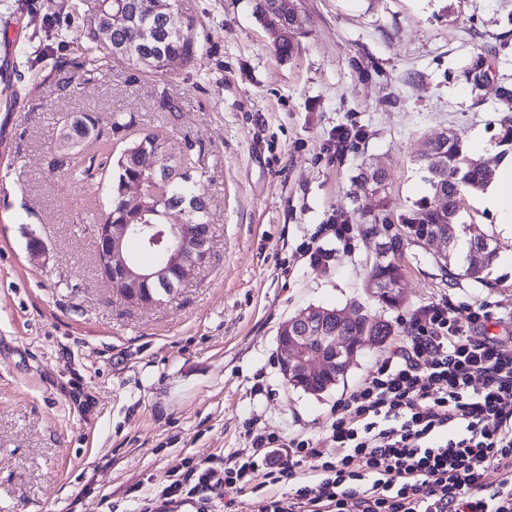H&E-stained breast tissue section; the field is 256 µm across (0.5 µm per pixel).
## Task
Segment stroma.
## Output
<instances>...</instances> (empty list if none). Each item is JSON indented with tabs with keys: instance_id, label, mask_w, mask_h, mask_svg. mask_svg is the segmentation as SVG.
Listing matches in <instances>:
<instances>
[{
	"instance_id": "stroma-1",
	"label": "stroma",
	"mask_w": 512,
	"mask_h": 512,
	"mask_svg": "<svg viewBox=\"0 0 512 512\" xmlns=\"http://www.w3.org/2000/svg\"><path fill=\"white\" fill-rule=\"evenodd\" d=\"M257 2L178 0V19L208 37L194 63L161 76L113 62L83 85L72 43L92 0H0V512H196L162 490L245 447L252 419L283 438L321 434L380 351L362 349L321 397L290 388L277 331L307 306L357 302L394 324L444 297L512 314L511 264L493 263L486 283L452 281L411 241L396 255L403 304L364 288L367 221L398 222L431 195L425 141L449 132L496 163L512 115L498 96L512 84V0H295L303 33L289 59ZM80 112L133 119L103 127L87 157L147 131L194 143L210 258L152 306L127 304L96 270L100 185L52 165L59 115ZM341 126L364 136L334 157ZM367 167L385 173L381 194ZM331 221L354 226V249L327 235ZM310 241L328 262L303 255ZM292 488L227 484L208 510L256 512Z\"/></svg>"
}]
</instances>
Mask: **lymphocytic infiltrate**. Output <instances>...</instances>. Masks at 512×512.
I'll use <instances>...</instances> for the list:
<instances>
[{"label": "lymphocytic infiltrate", "instance_id": "obj_1", "mask_svg": "<svg viewBox=\"0 0 512 512\" xmlns=\"http://www.w3.org/2000/svg\"><path fill=\"white\" fill-rule=\"evenodd\" d=\"M491 316L483 301L415 310L321 435L250 429L248 447L188 468L164 497L254 493L302 467L310 481L258 512H512V336L484 335Z\"/></svg>", "mask_w": 512, "mask_h": 512}]
</instances>
